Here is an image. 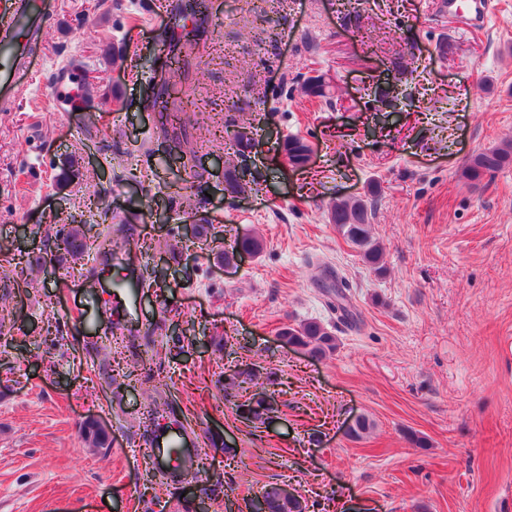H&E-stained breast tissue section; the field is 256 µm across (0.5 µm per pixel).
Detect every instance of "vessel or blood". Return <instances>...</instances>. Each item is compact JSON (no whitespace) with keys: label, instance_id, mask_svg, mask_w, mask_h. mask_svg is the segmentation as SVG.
<instances>
[{"label":"vessel or blood","instance_id":"obj_1","mask_svg":"<svg viewBox=\"0 0 512 512\" xmlns=\"http://www.w3.org/2000/svg\"><path fill=\"white\" fill-rule=\"evenodd\" d=\"M55 0H0V109L14 108L18 98L16 89L20 75L27 72L31 58L21 36H34L43 19L54 13ZM125 286L112 294L113 306L123 309L136 307L143 292L139 267L123 265ZM191 442L187 431L175 428L163 433L153 448L155 467L168 469L180 449Z\"/></svg>","mask_w":512,"mask_h":512}]
</instances>
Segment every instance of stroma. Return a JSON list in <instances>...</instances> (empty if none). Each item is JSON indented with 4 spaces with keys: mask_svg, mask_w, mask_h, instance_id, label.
<instances>
[{
    "mask_svg": "<svg viewBox=\"0 0 512 512\" xmlns=\"http://www.w3.org/2000/svg\"><path fill=\"white\" fill-rule=\"evenodd\" d=\"M175 3L57 0L18 106L0 112V332L13 338L0 346V512H226L269 483L308 512H512V165L476 187L461 176L512 136V0H489L482 22L467 0L454 13L361 0L355 14L340 0H209L203 21ZM185 43L178 83L202 105L165 133L152 100ZM398 57L417 69L416 99L377 111L370 88ZM62 65L90 101L59 104ZM314 75L327 97L302 94ZM242 127L252 181L231 196L222 135ZM290 135L314 145L297 171L281 152ZM178 141L200 150L168 153ZM186 165L203 179L180 190ZM373 183L382 276L328 218ZM84 212L160 242L125 253L149 286L108 350L65 312L71 273L98 269L95 311L121 278L110 254L58 250ZM246 233L262 253L218 261ZM321 263L355 320L317 282ZM311 319L339 341L321 360L278 336ZM246 368L276 400L270 421L224 396L225 375ZM150 406L191 431L207 472L152 470ZM361 414L376 426L356 440ZM91 420L108 447L84 438Z\"/></svg>",
    "mask_w": 512,
    "mask_h": 512,
    "instance_id": "obj_1",
    "label": "stroma"
}]
</instances>
